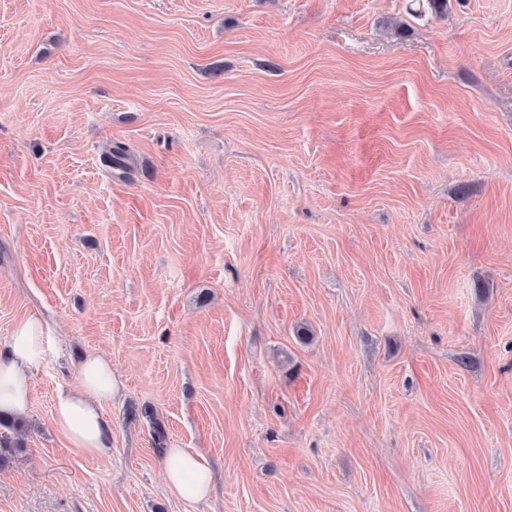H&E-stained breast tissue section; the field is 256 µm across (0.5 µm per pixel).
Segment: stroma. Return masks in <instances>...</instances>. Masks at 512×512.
Masks as SVG:
<instances>
[{
  "mask_svg": "<svg viewBox=\"0 0 512 512\" xmlns=\"http://www.w3.org/2000/svg\"><path fill=\"white\" fill-rule=\"evenodd\" d=\"M26 316L0 512H512V0H0V349ZM49 335L35 316L19 320L5 350H0V412L23 414L29 407L33 369L44 359ZM119 387L111 360L89 355L79 370L77 384L60 391L55 399L53 422L58 432L88 456L104 454L111 448L104 406L112 401ZM166 481L186 503L207 499L214 488V473L205 459L186 448H170Z\"/></svg>",
  "mask_w": 512,
  "mask_h": 512,
  "instance_id": "35a3bbf8",
  "label": "stroma"
}]
</instances>
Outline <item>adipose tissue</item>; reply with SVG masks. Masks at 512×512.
<instances>
[{
    "label": "adipose tissue",
    "mask_w": 512,
    "mask_h": 512,
    "mask_svg": "<svg viewBox=\"0 0 512 512\" xmlns=\"http://www.w3.org/2000/svg\"><path fill=\"white\" fill-rule=\"evenodd\" d=\"M49 343V335L38 318L26 317L15 324L6 348L0 350V412L27 411L32 371L44 359ZM119 387L111 360L100 355L88 356L76 385L59 392L55 399L53 422L58 432L88 456L104 454L111 446L104 407ZM169 458L166 481L182 501L197 503L211 495L214 473L200 454L173 448Z\"/></svg>",
    "instance_id": "obj_1"
}]
</instances>
